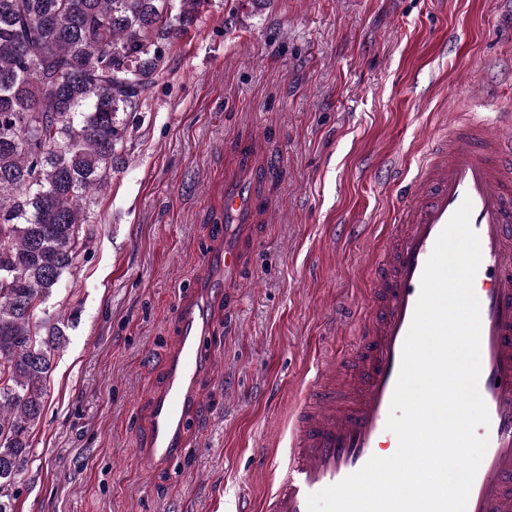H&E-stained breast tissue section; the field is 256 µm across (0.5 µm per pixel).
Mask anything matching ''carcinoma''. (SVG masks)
<instances>
[{
	"label": "carcinoma",
	"mask_w": 512,
	"mask_h": 512,
	"mask_svg": "<svg viewBox=\"0 0 512 512\" xmlns=\"http://www.w3.org/2000/svg\"><path fill=\"white\" fill-rule=\"evenodd\" d=\"M208 0H0V512L30 461L64 339L43 307L85 244L102 190L167 46Z\"/></svg>",
	"instance_id": "obj_1"
}]
</instances>
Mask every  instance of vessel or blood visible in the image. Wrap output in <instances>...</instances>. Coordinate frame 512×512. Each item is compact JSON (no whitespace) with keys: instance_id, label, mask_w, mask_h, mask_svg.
Here are the masks:
<instances>
[{"instance_id":"obj_1","label":"vessel or blood","mask_w":512,"mask_h":512,"mask_svg":"<svg viewBox=\"0 0 512 512\" xmlns=\"http://www.w3.org/2000/svg\"><path fill=\"white\" fill-rule=\"evenodd\" d=\"M511 126L507 110L491 123L463 121L433 141L374 262L368 300L355 321V345L317 370L289 422L286 458L273 470L264 512H308L310 494L357 472L371 457H389L397 445L386 422L422 273L439 234L466 200L481 244L473 280L481 319L478 389L490 417L489 426L477 430L488 448L467 512H512V139L503 134ZM252 208L244 191L225 193L226 216L239 218ZM178 320L176 357L149 423L155 461L183 448L211 330L191 309Z\"/></svg>"}]
</instances>
